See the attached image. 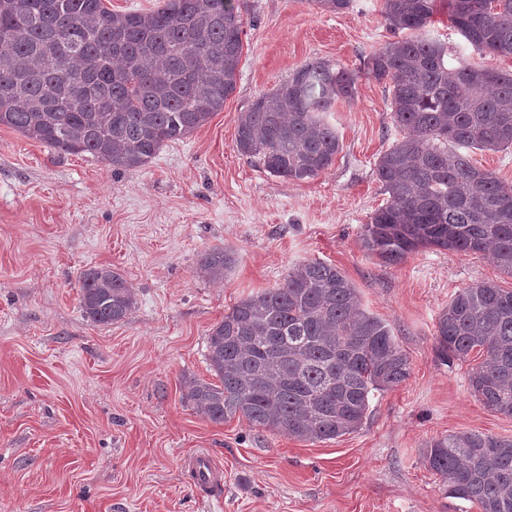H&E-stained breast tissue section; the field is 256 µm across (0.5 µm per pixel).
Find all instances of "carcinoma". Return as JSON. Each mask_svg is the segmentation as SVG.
<instances>
[{
    "instance_id": "obj_1",
    "label": "carcinoma",
    "mask_w": 512,
    "mask_h": 512,
    "mask_svg": "<svg viewBox=\"0 0 512 512\" xmlns=\"http://www.w3.org/2000/svg\"><path fill=\"white\" fill-rule=\"evenodd\" d=\"M312 3L335 14L351 6ZM442 4L472 45L512 57V0H383L393 40L363 72L302 64L240 113L237 148L273 176L314 179L340 151L321 114L353 98L362 74L384 83L399 138L375 162L388 198L364 226L365 247L388 263L420 248L490 250L512 277V185L471 157L512 147V71L450 66L445 43L424 36ZM244 26L234 0H164L148 13H114L104 0H0V127L115 171L141 169L224 110ZM234 263V250L215 247L200 270L219 280ZM80 307L107 326L132 313L134 291L111 267H92L80 276ZM436 341L448 363L483 353L470 388L512 416V289L483 282L456 292L438 315ZM207 361L216 381L193 377L183 394L196 413L311 442L356 431L375 393L410 376L391 329L320 260L237 302L209 330ZM425 462L451 496L512 512V439L450 435L430 443Z\"/></svg>"
}]
</instances>
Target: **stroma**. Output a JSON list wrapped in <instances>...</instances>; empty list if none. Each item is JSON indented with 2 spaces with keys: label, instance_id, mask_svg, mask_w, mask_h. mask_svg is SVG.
Here are the masks:
<instances>
[{
  "label": "stroma",
  "instance_id": "35a3bbf8",
  "mask_svg": "<svg viewBox=\"0 0 512 512\" xmlns=\"http://www.w3.org/2000/svg\"><path fill=\"white\" fill-rule=\"evenodd\" d=\"M238 4L235 92L146 167L116 173L0 127V512H479L449 496L426 449L460 432L511 438L512 417L472 393L480 354L438 358L436 318L461 288L512 289V277L485 253L422 248L389 265L365 249L363 227L386 201L374 163L398 137L375 80L360 75L355 97L328 113L342 149L316 178L272 176L236 145L239 113L303 63L359 71L390 38L383 0L339 14L309 0ZM428 35L452 63L512 70L446 13ZM216 246L236 252L220 280L198 269ZM308 260L358 288L408 354V379L372 398L356 432L323 442L197 415L182 385L209 375V329ZM97 265L135 292L124 321L97 326L82 314L80 276ZM202 450L224 469L209 498L184 468Z\"/></svg>",
  "mask_w": 512,
  "mask_h": 512
}]
</instances>
